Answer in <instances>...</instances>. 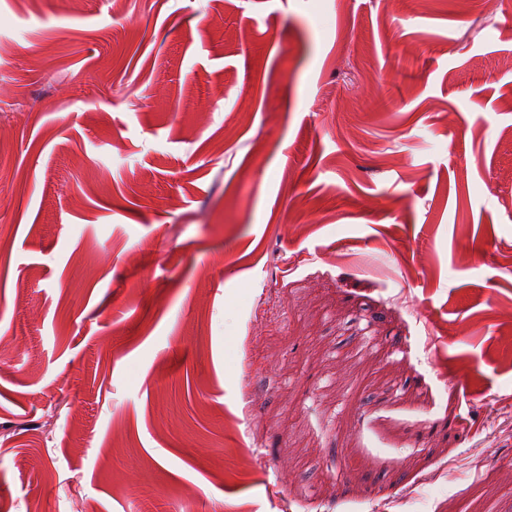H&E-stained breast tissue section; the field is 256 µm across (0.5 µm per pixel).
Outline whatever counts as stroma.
Here are the masks:
<instances>
[{"label": "stroma", "instance_id": "35a3bbf8", "mask_svg": "<svg viewBox=\"0 0 512 512\" xmlns=\"http://www.w3.org/2000/svg\"><path fill=\"white\" fill-rule=\"evenodd\" d=\"M0 143V512H512V0H0Z\"/></svg>", "mask_w": 512, "mask_h": 512}]
</instances>
